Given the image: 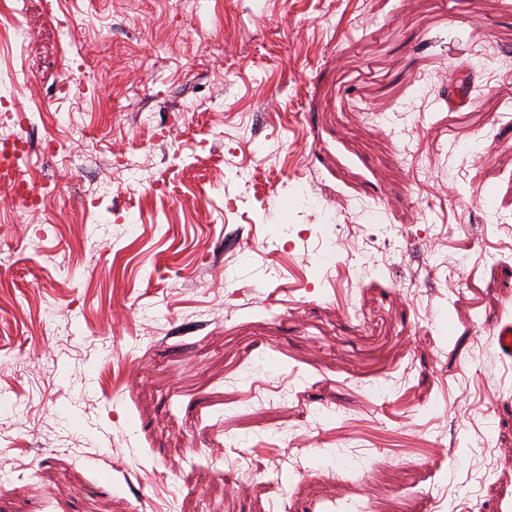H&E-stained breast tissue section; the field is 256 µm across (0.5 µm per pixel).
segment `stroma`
<instances>
[{
	"label": "stroma",
	"mask_w": 512,
	"mask_h": 512,
	"mask_svg": "<svg viewBox=\"0 0 512 512\" xmlns=\"http://www.w3.org/2000/svg\"><path fill=\"white\" fill-rule=\"evenodd\" d=\"M20 21L0 98L41 115V191L22 224L0 201V512H512V75L474 61L512 62V0Z\"/></svg>",
	"instance_id": "stroma-1"
}]
</instances>
